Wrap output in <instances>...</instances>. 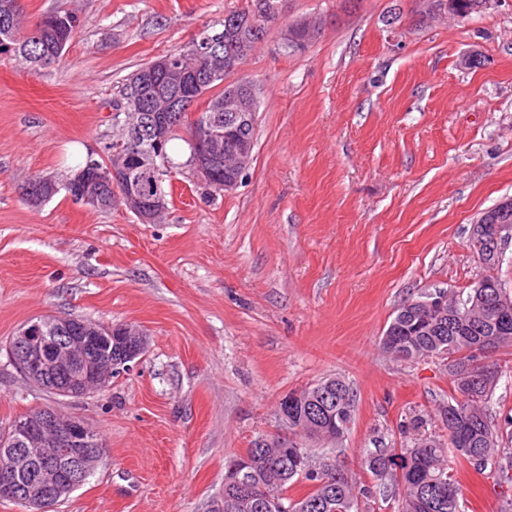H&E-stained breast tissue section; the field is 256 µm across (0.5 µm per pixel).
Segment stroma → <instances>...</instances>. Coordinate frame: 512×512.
<instances>
[{
  "mask_svg": "<svg viewBox=\"0 0 512 512\" xmlns=\"http://www.w3.org/2000/svg\"><path fill=\"white\" fill-rule=\"evenodd\" d=\"M81 25L60 64L31 72L0 56V424L33 408L80 417L105 453L48 512H221L224 471L278 431L288 393L340 375L355 393L340 458L358 484L374 448H406L413 422L441 432L456 392L444 358L397 360L379 340L396 309L484 275L471 227L512 197V0L467 20L419 21L417 0H287L318 20L305 52L272 26L241 66L259 88L253 161L236 188L206 194L180 145L168 211L144 224L57 194L20 196L102 156L128 75L186 46L245 0H23ZM475 57L477 66L463 63ZM47 315L131 323L147 351L110 387L62 397L7 347ZM489 409L512 415V346L487 355ZM465 512H500L487 473L455 467Z\"/></svg>",
  "mask_w": 512,
  "mask_h": 512,
  "instance_id": "obj_1",
  "label": "stroma"
}]
</instances>
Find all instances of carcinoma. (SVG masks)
Instances as JSON below:
<instances>
[{
  "label": "carcinoma",
  "instance_id": "1",
  "mask_svg": "<svg viewBox=\"0 0 512 512\" xmlns=\"http://www.w3.org/2000/svg\"><path fill=\"white\" fill-rule=\"evenodd\" d=\"M277 0H247L245 7L224 13V19L203 26L200 34L222 33L224 53L232 54L235 68H240L255 45L265 38L263 30H252L246 17L274 7ZM80 32V21L74 14L56 9L35 22L26 19L22 0H0V55L20 61L29 70H39L60 63ZM138 78L133 73L124 79L118 99L113 104L114 120L123 112H136L138 106L131 102L132 83ZM222 79H208L194 85L192 93L177 109L179 118L172 124L162 145V157L169 166L175 162L168 152V145L178 131L186 129L189 138L208 135L211 125L190 123L187 110L204 94L215 89ZM203 111L212 114L219 125H224V91H219L205 102ZM123 144L131 154L132 168L150 159L155 146L147 136L134 141L122 136ZM71 172L63 179L53 176L31 177L20 187L25 203L33 199L29 187L45 179L67 190L75 177ZM475 291L466 298H454L451 303L457 313L470 318L465 334L455 333L448 318H438V332L432 335L409 336L405 326L398 327L401 345H384L382 349L395 358L411 360L420 357H448V374L458 397L442 407L439 417L447 438L418 433L409 448L396 453L387 448L369 450L362 459V466L380 481H387L393 488L381 498L377 509L384 512H462L463 493L454 474L453 464L467 463L474 471L483 473L490 469L499 478L512 484V450L501 447L504 438L512 439V431L504 434L494 423L488 403L500 380L499 372L478 364L476 351L486 348L512 346V326L508 332L500 331L497 314L491 306L492 299L475 309ZM307 406L296 409L293 430L315 422V410L340 408L345 421L354 420L355 395L352 387L340 376H330L301 390ZM255 465L250 467L251 496L261 502L271 497L278 506L253 512H360L361 499H369L372 492L361 487L340 467L336 459L326 454H316L306 444L296 450L256 447L251 440L246 449ZM298 482L308 484L309 490L296 498L288 495L291 486Z\"/></svg>",
  "mask_w": 512,
  "mask_h": 512
}]
</instances>
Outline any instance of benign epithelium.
I'll list each match as a JSON object with an SVG mask.
<instances>
[{
  "instance_id": "7a95c632",
  "label": "benign epithelium",
  "mask_w": 512,
  "mask_h": 512,
  "mask_svg": "<svg viewBox=\"0 0 512 512\" xmlns=\"http://www.w3.org/2000/svg\"><path fill=\"white\" fill-rule=\"evenodd\" d=\"M223 39L203 38L190 45V52L212 59L213 68L222 69ZM190 73L171 64L167 58L156 61L141 79L153 84L156 91L166 90L164 108L173 111L181 97L182 84ZM257 87L254 81L240 77L224 84V116L227 124L224 135L240 126L253 125L256 121ZM252 145L243 142L235 149V173L224 178V191L234 189L241 173L251 161ZM222 145L214 135L194 138L191 163L197 179L211 183L216 178V168L222 163ZM146 172L151 175L152 185L132 176L127 155L123 151L112 153V162L101 166L89 158L86 166L68 184L69 195L84 205L96 203L103 188H118L127 210L142 223L150 224L168 207V199L159 189L163 169L151 161ZM501 220L494 224L481 216L473 224L470 242L483 259L500 256L503 246L512 241V198L496 205ZM455 319L456 313H448V292L438 291L423 296L409 304L401 313ZM145 332L131 324L90 322L78 318L54 316L28 321L14 337L12 361L25 375L56 383L55 391L64 396L83 395L104 387L103 379L118 372L130 370L137 363L131 355L118 366L109 361L108 345L114 339L138 341ZM9 438L0 439V498L13 499L19 485V475L24 470L37 469L39 491L29 494L26 505H36V512H46L48 503L71 492L82 484L101 460L103 444L97 432L83 420L62 416L55 412L37 418L23 414L14 419L8 428ZM58 448L69 449V455L61 458Z\"/></svg>"
}]
</instances>
